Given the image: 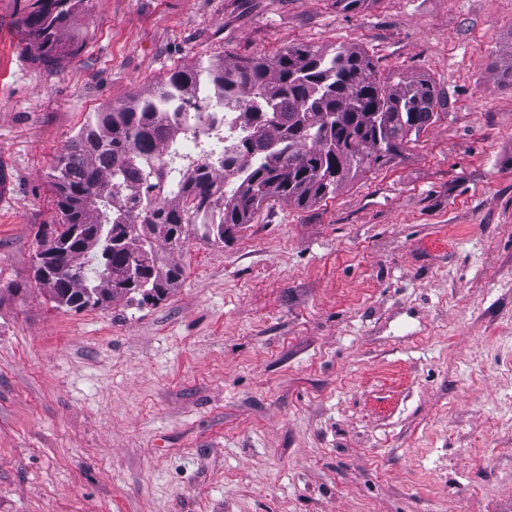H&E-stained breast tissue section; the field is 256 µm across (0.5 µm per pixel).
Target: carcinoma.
<instances>
[{
	"instance_id": "carcinoma-1",
	"label": "carcinoma",
	"mask_w": 512,
	"mask_h": 512,
	"mask_svg": "<svg viewBox=\"0 0 512 512\" xmlns=\"http://www.w3.org/2000/svg\"><path fill=\"white\" fill-rule=\"evenodd\" d=\"M78 0H33L20 20L27 47L47 65L76 56L60 31ZM207 91L239 108L247 127L224 144V185L198 170L151 192L164 171L150 153L167 135L159 104H189ZM440 92L426 75H382L361 49L299 45L270 56L214 57L172 72L146 93L96 112L48 173L59 233L35 273L57 308L106 307L117 297L141 306L182 277L171 260L201 224L209 237L252 223L271 198L298 206L334 194L348 180L403 157L441 118Z\"/></svg>"
}]
</instances>
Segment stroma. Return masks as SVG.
<instances>
[{"instance_id":"1","label":"stroma","mask_w":512,"mask_h":512,"mask_svg":"<svg viewBox=\"0 0 512 512\" xmlns=\"http://www.w3.org/2000/svg\"><path fill=\"white\" fill-rule=\"evenodd\" d=\"M0 0V512H512V0H82L51 68ZM363 49L444 117L308 207L195 228L155 304L52 307L46 174L216 55Z\"/></svg>"}]
</instances>
